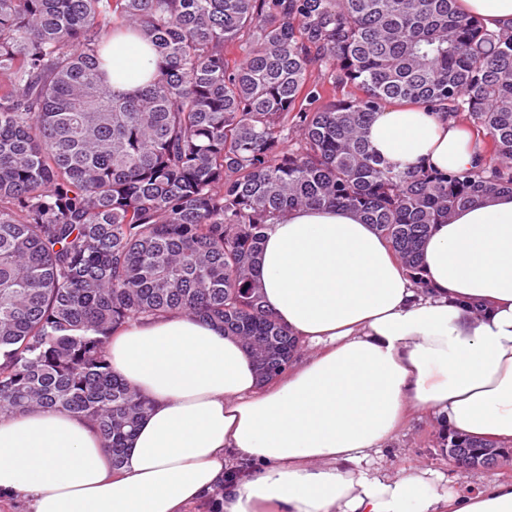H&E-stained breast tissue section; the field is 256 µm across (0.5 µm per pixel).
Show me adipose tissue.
I'll return each mask as SVG.
<instances>
[{"mask_svg":"<svg viewBox=\"0 0 512 512\" xmlns=\"http://www.w3.org/2000/svg\"><path fill=\"white\" fill-rule=\"evenodd\" d=\"M494 32L512 0H459ZM117 91L153 80L140 34L113 37ZM369 140L400 167L474 168L481 152L447 114L382 108ZM415 286L373 225L344 208L286 212L255 276L266 307L310 352L268 382L242 342L174 310L114 333L112 369L152 402L113 469L100 435L61 408L0 417V492L28 512H189L216 490L224 512H512V482L449 491L413 467L371 468L408 411L512 444V193L458 210L426 239Z\"/></svg>","mask_w":512,"mask_h":512,"instance_id":"1","label":"adipose tissue"}]
</instances>
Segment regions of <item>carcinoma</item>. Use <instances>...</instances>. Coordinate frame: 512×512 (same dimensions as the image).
<instances>
[{"label":"carcinoma","instance_id":"carcinoma-1","mask_svg":"<svg viewBox=\"0 0 512 512\" xmlns=\"http://www.w3.org/2000/svg\"><path fill=\"white\" fill-rule=\"evenodd\" d=\"M125 27L160 59L133 97L102 68ZM314 69L359 95L314 106ZM396 101L467 114L488 165L385 161L367 129ZM505 191L512 33L458 0H0V414L66 408L118 467L150 402L112 371V332L180 310L267 381L299 344L254 278L284 212L361 213L420 286L433 226ZM494 447L456 434L448 454Z\"/></svg>","mask_w":512,"mask_h":512}]
</instances>
